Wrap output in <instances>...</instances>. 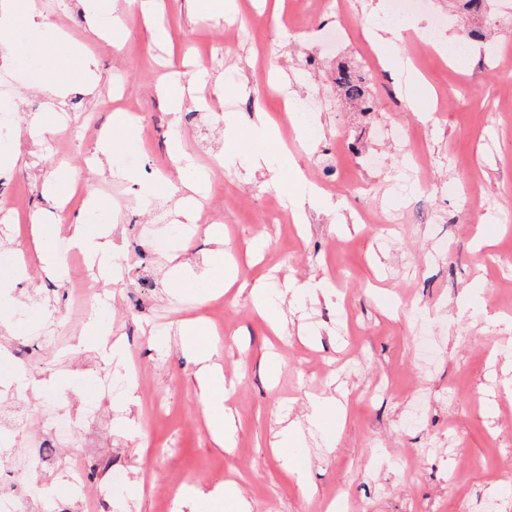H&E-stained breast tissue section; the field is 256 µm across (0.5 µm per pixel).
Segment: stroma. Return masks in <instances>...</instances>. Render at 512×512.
<instances>
[{
	"mask_svg": "<svg viewBox=\"0 0 512 512\" xmlns=\"http://www.w3.org/2000/svg\"><path fill=\"white\" fill-rule=\"evenodd\" d=\"M377 2L238 0L237 12L205 15L194 0H163L170 41L158 48L128 0H112L126 25L116 53L89 31L79 0H42L46 23L95 59L98 80L90 93L71 82L59 107L36 89L54 76L40 53L0 62L18 78L0 103L41 122L38 140L11 144L21 165L0 172V292L10 314L0 326V431L13 441L0 454V483L52 492L25 512H184L179 499L159 496L176 481L205 490L235 482L252 512H512V0H491L498 27L471 46L464 68L408 36L404 56L424 80L408 95L402 72L384 70L363 35ZM413 16L423 26L439 20L440 41L476 24L458 0H424ZM337 28L346 36L331 55L326 39ZM342 61L371 62L373 111L341 97ZM172 76L184 88L176 113L159 91ZM283 93L318 103L313 120L293 126ZM130 108L141 123L113 126V113ZM257 108L275 117L307 179L322 183L301 221L268 223L277 187L226 166L213 174L224 195L206 201V224L156 250L150 226L181 223L186 196L166 142L180 139L203 168L225 148L250 152L256 142L235 130ZM107 128L114 164L96 171L89 159ZM74 175L117 220L112 243L127 258L117 278L104 279L70 244L63 219L85 209L66 203ZM149 180L176 190L149 195ZM451 184L457 194L446 193ZM37 210L54 228L51 275L32 240ZM210 223L223 225L242 275L272 286L285 275L327 279L336 299L271 294L284 315L279 336L248 294L179 300L170 260L207 285ZM94 319L104 343L86 340ZM195 320L207 327L235 415L230 448L210 430L197 366L181 347L182 326ZM115 345L140 366L141 382L106 394L102 376L121 373L104 357ZM330 397L347 407L331 444L274 451L281 416ZM47 409L79 431L48 464L18 471L50 435ZM292 457L304 461L308 488L291 474Z\"/></svg>",
	"mask_w": 512,
	"mask_h": 512,
	"instance_id": "stroma-1",
	"label": "stroma"
}]
</instances>
